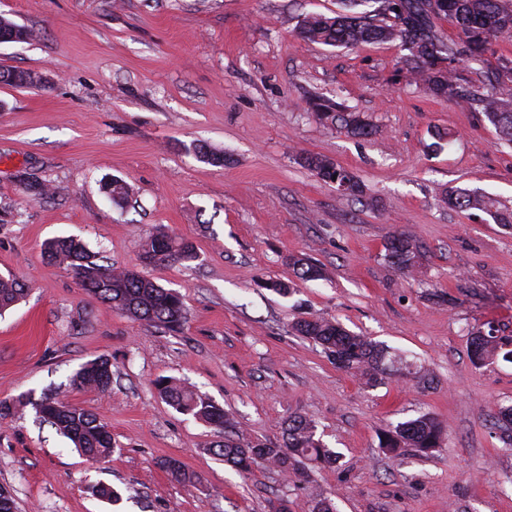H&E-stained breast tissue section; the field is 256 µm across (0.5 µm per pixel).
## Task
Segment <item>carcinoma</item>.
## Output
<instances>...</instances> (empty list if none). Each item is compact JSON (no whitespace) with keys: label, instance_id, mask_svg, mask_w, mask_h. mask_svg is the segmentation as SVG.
I'll use <instances>...</instances> for the list:
<instances>
[{"label":"carcinoma","instance_id":"1","mask_svg":"<svg viewBox=\"0 0 512 512\" xmlns=\"http://www.w3.org/2000/svg\"><path fill=\"white\" fill-rule=\"evenodd\" d=\"M345 10L334 16L309 14L297 22L296 34L309 41L333 47L360 46L399 42L407 51L400 63L411 84L425 88L431 94L448 100L461 101L481 112L496 127L503 140L512 144V59L497 58L488 65L487 53L492 44L512 38V0H446L443 6L433 0H343ZM449 19L454 23L453 37L443 40L437 33L436 20ZM24 27L0 16V43L26 40ZM474 62L476 79L463 77L458 66ZM23 88L35 83L33 73L25 70L0 71V82ZM311 108L318 120L332 125L340 124L353 136L372 133L369 123L360 114L346 112L342 107L321 98H314ZM190 150L199 161L214 167H224V152L205 144L194 143ZM301 162L319 179L325 181L332 172L339 171L345 178L351 175L332 159L319 154H304ZM25 191L34 199L49 194L45 183L34 177L22 179ZM106 192L116 206L123 205L131 194V187L120 179L105 185ZM447 203L461 210H481L496 218L504 209L498 199L468 190L448 195ZM387 260L397 269L412 271L419 267V246L409 237L395 236L385 246ZM44 256L52 263L70 267L81 286L101 302L136 320L146 321L171 332L181 330L186 322V308L181 295L168 289L141 272L98 262L81 240L73 237L51 239L43 246ZM142 259L148 264L165 262H193L198 254L193 244L155 229L148 237ZM289 262L302 279L324 277L323 270L308 258L292 255ZM28 294L27 286L15 278H0V313L16 305ZM292 329L301 336L320 344L337 367L355 372L369 382H376L385 373L387 349L364 336L346 331L339 323L323 316H312L295 321ZM474 363L502 357L512 362V339L495 335L494 330L479 331L471 338ZM74 384L104 392L112 386V363L98 357L83 364L74 375ZM155 387L166 402L176 409L220 430L221 440L209 451L248 473L259 463H268L281 472L303 483L307 475L304 465L314 463L333 467L339 454L316 438L315 425L302 416H291L285 423L282 442L242 444L235 438L233 417L224 408L181 381L171 377L155 380ZM32 404L27 395L0 401V416L21 413ZM43 413L41 422L49 424L67 437L89 461H98L112 455L114 444L107 424L92 412L53 396L38 402ZM442 428L432 416L422 415L387 433L380 448L389 454H400L412 448L427 454L439 447Z\"/></svg>","mask_w":512,"mask_h":512}]
</instances>
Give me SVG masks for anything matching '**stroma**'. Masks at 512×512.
Wrapping results in <instances>:
<instances>
[{"label":"stroma","instance_id":"1","mask_svg":"<svg viewBox=\"0 0 512 512\" xmlns=\"http://www.w3.org/2000/svg\"><path fill=\"white\" fill-rule=\"evenodd\" d=\"M340 0H0L30 33L0 43V277L29 292L0 316V399L52 394L108 424L111 457L88 463L34 408L0 417V487L17 512H308V492L337 512H512V363L470 358L477 330L512 336V227L448 206L449 189L512 205V148L479 112L410 86L398 43L330 47L296 38L309 13ZM363 113L356 137L320 123L310 95ZM449 135L435 148L437 135ZM224 149L227 166L186 147ZM331 158L362 186L344 196L299 163ZM28 174L51 187L27 197ZM120 178L132 199L103 193ZM190 239L191 264L146 266L149 230ZM396 235L424 256L414 272L385 257ZM80 238L103 264L140 270L188 310L167 332L100 302L45 241ZM302 255L324 279L288 264ZM275 281L292 282L283 296ZM319 315L389 350L383 380L344 371L298 318ZM112 362L106 393L71 385L87 361ZM173 377L224 407L241 443H278L288 417L315 421L339 452L309 467L302 490L265 464L243 476L209 451L217 431L155 389ZM444 435L425 456L385 454L381 437L420 415ZM173 458L196 476L175 480ZM118 499L99 500L93 486Z\"/></svg>","mask_w":512,"mask_h":512}]
</instances>
